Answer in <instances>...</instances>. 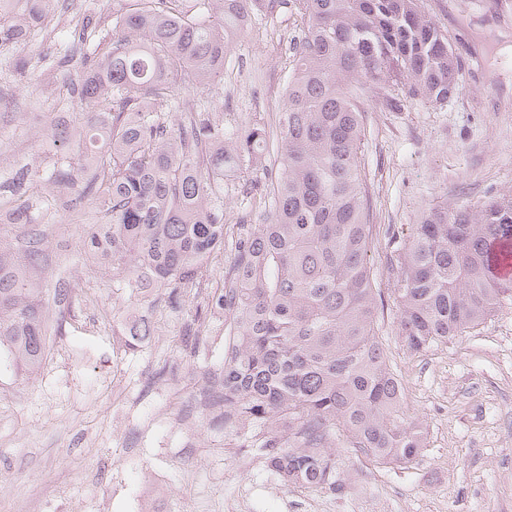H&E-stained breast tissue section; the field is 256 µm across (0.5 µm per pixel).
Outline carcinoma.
<instances>
[{"label": "carcinoma", "instance_id": "obj_1", "mask_svg": "<svg viewBox=\"0 0 512 512\" xmlns=\"http://www.w3.org/2000/svg\"><path fill=\"white\" fill-rule=\"evenodd\" d=\"M288 0H125L118 36L99 52L83 14L61 63L80 61L73 92L93 111L52 123L43 143L55 185L77 188L93 220L85 259L125 288L193 294L204 263L224 251V170L263 153L265 127L224 136L207 112L175 121L158 111L175 85L205 89L253 4ZM0 40L42 28L47 0H14ZM304 27L293 51L288 106L277 118L280 165L263 224H242L213 305L224 312V423L262 431L259 448L287 484L336 488L332 448L346 441L377 464L409 462L422 433L401 411L402 385L375 333L379 292L358 150L357 90L402 110L460 91L458 53L421 0H295ZM0 225V353L32 375L42 366L48 256L31 211L56 199L39 189ZM512 243V192L478 205L431 209L398 256L391 291L398 333L416 352L487 319L512 278L498 249Z\"/></svg>", "mask_w": 512, "mask_h": 512}]
</instances>
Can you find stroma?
Here are the masks:
<instances>
[{
	"label": "stroma",
	"mask_w": 512,
	"mask_h": 512,
	"mask_svg": "<svg viewBox=\"0 0 512 512\" xmlns=\"http://www.w3.org/2000/svg\"><path fill=\"white\" fill-rule=\"evenodd\" d=\"M50 0L51 24L33 41L0 42V199L19 169L55 192L41 148L46 122L86 106L70 87L78 62L60 63L72 13ZM462 56L461 90L441 104L414 101L392 111L365 93L359 160L372 240L368 252L383 305L376 334L402 382L405 419L423 432L407 463L375 464L337 445L341 491L284 483L251 448L253 431L190 412L201 388L189 370L224 365V321L213 317L196 344L183 339L193 304L173 310L86 265L82 227L65 192L47 215L48 284L65 279L73 302L63 335L50 337L40 370L0 367V512H134L150 478L166 496L156 512H512V298L480 325L420 352L396 329L390 292L394 243L431 208L476 205L512 190V0H423ZM294 8L258 12L224 52V74L209 88L176 87L163 111L206 112L225 131L274 129L288 100L291 47L301 32ZM26 69L16 66L20 58ZM26 123H18V115ZM276 150L224 177L227 236L262 223ZM148 317L151 336L121 343L128 324Z\"/></svg>",
	"instance_id": "35a3bbf8"
}]
</instances>
